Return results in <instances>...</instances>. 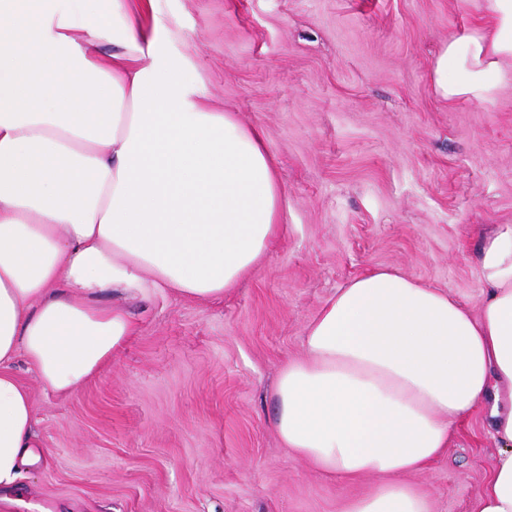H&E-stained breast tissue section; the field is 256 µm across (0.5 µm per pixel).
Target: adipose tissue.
I'll return each instance as SVG.
<instances>
[{
  "label": "adipose tissue",
  "mask_w": 512,
  "mask_h": 512,
  "mask_svg": "<svg viewBox=\"0 0 512 512\" xmlns=\"http://www.w3.org/2000/svg\"><path fill=\"white\" fill-rule=\"evenodd\" d=\"M0 0V490L35 433L25 359L69 395L136 332L107 288L223 300L279 240L284 190L261 131L213 112L164 54L153 0ZM434 61L433 90L488 101L512 59V0ZM111 35L104 56L75 31ZM479 309L395 269L357 276L305 328L275 388V429L339 481L345 512H432L410 483L482 410L500 449L470 512H512V224L484 236Z\"/></svg>",
  "instance_id": "ef3b65f1"
}]
</instances>
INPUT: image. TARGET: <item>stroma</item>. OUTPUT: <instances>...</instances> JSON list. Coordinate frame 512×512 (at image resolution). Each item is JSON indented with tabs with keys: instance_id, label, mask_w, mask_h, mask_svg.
<instances>
[{
	"instance_id": "stroma-1",
	"label": "stroma",
	"mask_w": 512,
	"mask_h": 512,
	"mask_svg": "<svg viewBox=\"0 0 512 512\" xmlns=\"http://www.w3.org/2000/svg\"><path fill=\"white\" fill-rule=\"evenodd\" d=\"M166 52L204 100L260 128L286 235L223 300L100 293L137 332L68 396L24 359L38 461L0 512H343V484L274 430L281 366L350 278L402 271L479 308L482 236L512 224V59L493 100L445 101L429 70L487 25L486 0H154ZM498 444L482 412L407 480L469 512Z\"/></svg>"
}]
</instances>
